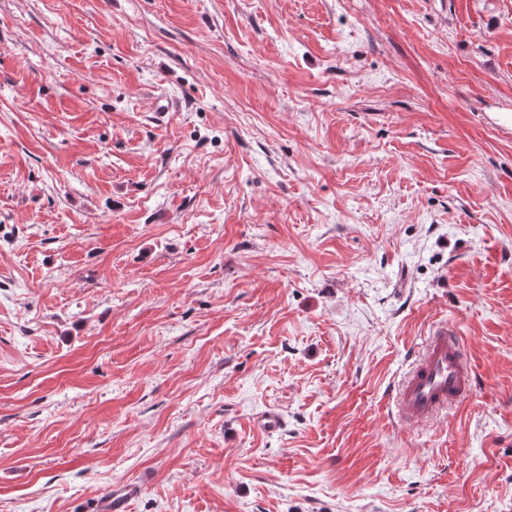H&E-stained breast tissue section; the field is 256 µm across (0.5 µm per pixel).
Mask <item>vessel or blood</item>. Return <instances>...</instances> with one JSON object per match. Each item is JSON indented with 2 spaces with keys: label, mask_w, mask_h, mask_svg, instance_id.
Listing matches in <instances>:
<instances>
[{
  "label": "vessel or blood",
  "mask_w": 512,
  "mask_h": 512,
  "mask_svg": "<svg viewBox=\"0 0 512 512\" xmlns=\"http://www.w3.org/2000/svg\"><path fill=\"white\" fill-rule=\"evenodd\" d=\"M472 392V370L460 341L441 331L430 337L423 357L400 387L397 414L403 422L419 424Z\"/></svg>",
  "instance_id": "b4317fda"
}]
</instances>
